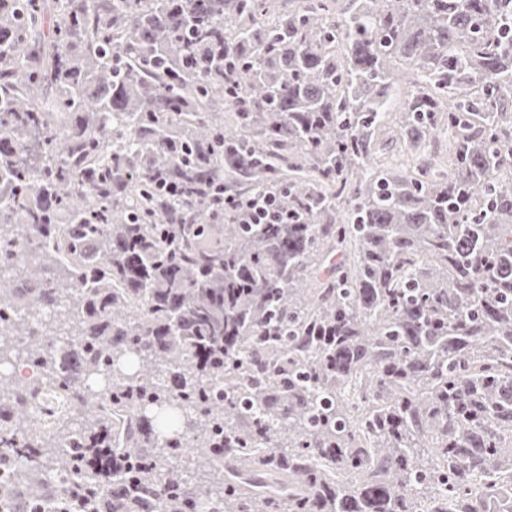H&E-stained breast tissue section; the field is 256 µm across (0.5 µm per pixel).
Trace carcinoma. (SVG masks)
Wrapping results in <instances>:
<instances>
[{
    "label": "carcinoma",
    "instance_id": "1",
    "mask_svg": "<svg viewBox=\"0 0 512 512\" xmlns=\"http://www.w3.org/2000/svg\"><path fill=\"white\" fill-rule=\"evenodd\" d=\"M271 2L0 0V361L35 371L0 402L65 408L0 417L4 512L54 475L59 512H483L512 485V0ZM397 63L402 135L448 132L449 175L373 157ZM63 337L111 378L92 403ZM272 203L263 200L259 206L248 208L252 211L249 213V220L246 222L253 224H285L288 222V215L278 213L271 206Z\"/></svg>",
    "mask_w": 512,
    "mask_h": 512
}]
</instances>
